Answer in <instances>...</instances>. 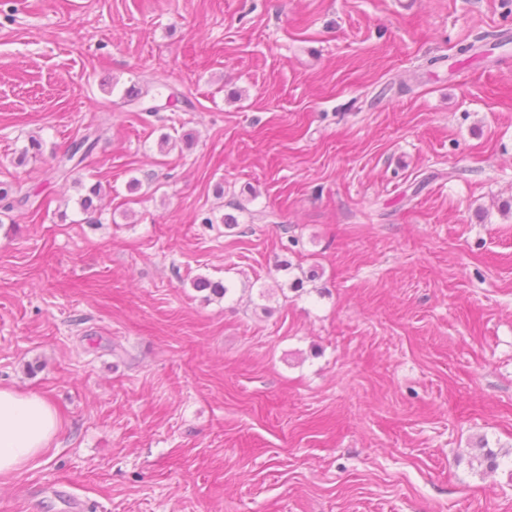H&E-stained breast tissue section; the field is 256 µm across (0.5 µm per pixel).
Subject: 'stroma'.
<instances>
[{"instance_id":"stroma-1","label":"stroma","mask_w":512,"mask_h":512,"mask_svg":"<svg viewBox=\"0 0 512 512\" xmlns=\"http://www.w3.org/2000/svg\"><path fill=\"white\" fill-rule=\"evenodd\" d=\"M1 184L0 512H512V0H0ZM98 137L91 138V135L84 136L80 141L74 142L67 153L59 160V167L66 168L68 163H73L72 167L77 168L83 165L92 155ZM51 404L41 396L0 388V476H9L41 455L59 429Z\"/></svg>"}]
</instances>
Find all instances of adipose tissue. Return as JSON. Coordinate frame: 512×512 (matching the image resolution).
<instances>
[{"mask_svg": "<svg viewBox=\"0 0 512 512\" xmlns=\"http://www.w3.org/2000/svg\"><path fill=\"white\" fill-rule=\"evenodd\" d=\"M59 425L53 407L43 397L0 388V476L21 470L41 455Z\"/></svg>", "mask_w": 512, "mask_h": 512, "instance_id": "adipose-tissue-1", "label": "adipose tissue"}]
</instances>
